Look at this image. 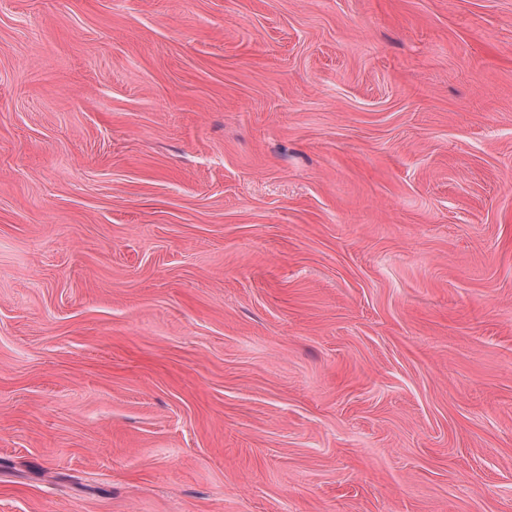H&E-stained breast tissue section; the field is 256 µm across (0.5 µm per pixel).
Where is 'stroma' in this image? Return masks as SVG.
<instances>
[{"label":"stroma","mask_w":512,"mask_h":512,"mask_svg":"<svg viewBox=\"0 0 512 512\" xmlns=\"http://www.w3.org/2000/svg\"><path fill=\"white\" fill-rule=\"evenodd\" d=\"M0 512H512V0H0Z\"/></svg>","instance_id":"obj_1"}]
</instances>
